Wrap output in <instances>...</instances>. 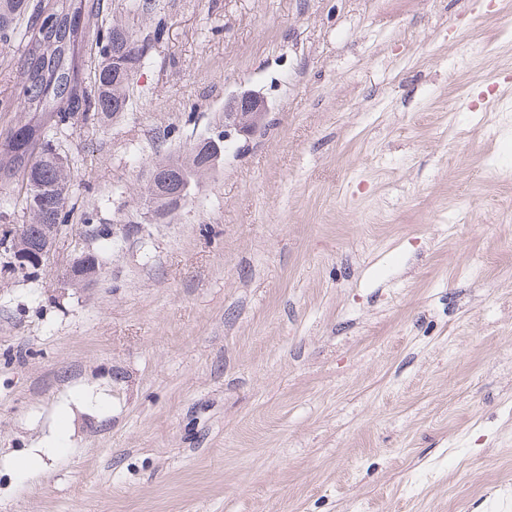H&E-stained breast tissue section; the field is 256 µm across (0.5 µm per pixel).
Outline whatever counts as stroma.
<instances>
[{"label":"stroma","mask_w":512,"mask_h":512,"mask_svg":"<svg viewBox=\"0 0 512 512\" xmlns=\"http://www.w3.org/2000/svg\"><path fill=\"white\" fill-rule=\"evenodd\" d=\"M482 2L101 0L148 59L56 141L48 266L0 251V512H512V0ZM246 90L264 127L150 221L157 145Z\"/></svg>","instance_id":"35a3bbf8"}]
</instances>
